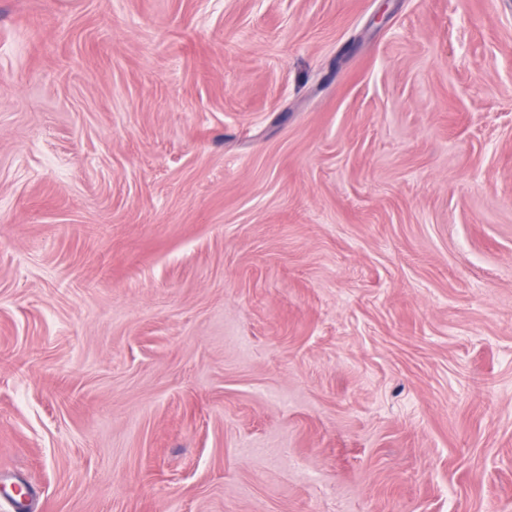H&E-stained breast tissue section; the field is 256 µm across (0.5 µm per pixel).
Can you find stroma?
Masks as SVG:
<instances>
[{
    "mask_svg": "<svg viewBox=\"0 0 512 512\" xmlns=\"http://www.w3.org/2000/svg\"><path fill=\"white\" fill-rule=\"evenodd\" d=\"M512 512V0H0V512Z\"/></svg>",
    "mask_w": 512,
    "mask_h": 512,
    "instance_id": "1",
    "label": "stroma"
}]
</instances>
